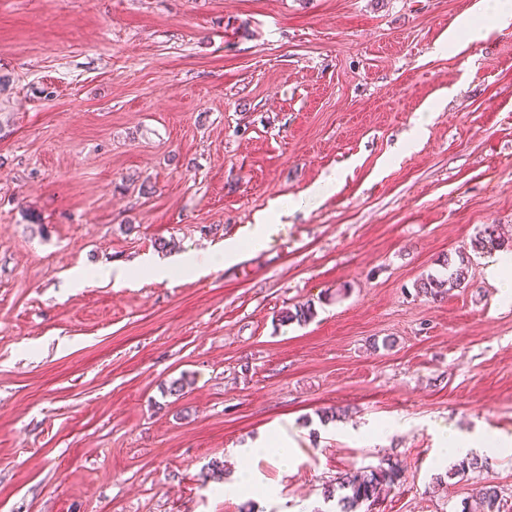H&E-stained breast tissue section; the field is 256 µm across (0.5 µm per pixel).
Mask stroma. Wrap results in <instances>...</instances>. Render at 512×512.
<instances>
[{"mask_svg": "<svg viewBox=\"0 0 512 512\" xmlns=\"http://www.w3.org/2000/svg\"><path fill=\"white\" fill-rule=\"evenodd\" d=\"M466 18L482 0H0V512H338L326 485L383 459L359 512L490 481L512 512V455L456 476L433 434L512 436V300L471 249L512 245V28L449 43ZM332 174L223 269L69 285L243 238ZM461 251L466 283L418 296ZM279 425L289 466L241 454Z\"/></svg>", "mask_w": 512, "mask_h": 512, "instance_id": "stroma-1", "label": "stroma"}]
</instances>
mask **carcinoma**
Wrapping results in <instances>:
<instances>
[{
	"mask_svg": "<svg viewBox=\"0 0 512 512\" xmlns=\"http://www.w3.org/2000/svg\"><path fill=\"white\" fill-rule=\"evenodd\" d=\"M502 247L495 229L487 227L483 234L474 242V248L480 251ZM470 257L461 253L455 259H446L444 266L447 274L444 277L429 275L420 279L417 292L432 299L444 294L451 288H457L468 278ZM314 317L313 303L306 301L281 312L283 323H305ZM399 479V470L392 464L380 462L376 466L349 471L336 479V486L325 491L327 497L339 494L338 503L341 512H357L365 502H373L378 498L379 490L384 485H393ZM479 499L484 512H500L501 491L499 486L488 482L478 490Z\"/></svg>",
	"mask_w": 512,
	"mask_h": 512,
	"instance_id": "carcinoma-1",
	"label": "carcinoma"
}]
</instances>
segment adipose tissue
<instances>
[{
  "instance_id": "1",
  "label": "adipose tissue",
  "mask_w": 512,
  "mask_h": 512,
  "mask_svg": "<svg viewBox=\"0 0 512 512\" xmlns=\"http://www.w3.org/2000/svg\"><path fill=\"white\" fill-rule=\"evenodd\" d=\"M278 222V215L268 217L264 222L253 225L246 238L225 241L223 247H214L203 253L187 252L172 262H150L146 264L145 270L154 278L164 279L175 272L187 276L200 270L218 269L241 259L246 250L263 248ZM436 436L440 445L439 457L443 460L476 451L493 456L512 453V437L499 433L464 434L452 426L441 425L436 429Z\"/></svg>"
}]
</instances>
